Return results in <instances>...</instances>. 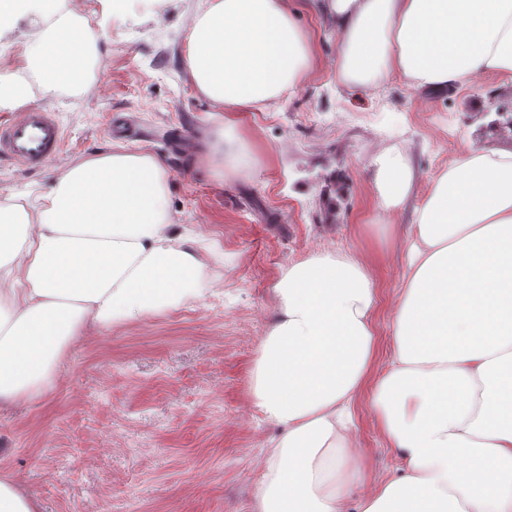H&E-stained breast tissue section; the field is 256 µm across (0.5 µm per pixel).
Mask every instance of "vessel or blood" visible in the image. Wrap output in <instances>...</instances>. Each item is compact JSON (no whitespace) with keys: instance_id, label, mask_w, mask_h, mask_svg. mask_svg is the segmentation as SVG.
I'll return each instance as SVG.
<instances>
[{"instance_id":"obj_1","label":"vessel or blood","mask_w":512,"mask_h":512,"mask_svg":"<svg viewBox=\"0 0 512 512\" xmlns=\"http://www.w3.org/2000/svg\"><path fill=\"white\" fill-rule=\"evenodd\" d=\"M67 148L54 112L35 106L0 122V153L29 169L42 167Z\"/></svg>"}]
</instances>
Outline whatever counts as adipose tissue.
I'll return each instance as SVG.
<instances>
[{
  "label": "adipose tissue",
  "mask_w": 512,
  "mask_h": 512,
  "mask_svg": "<svg viewBox=\"0 0 512 512\" xmlns=\"http://www.w3.org/2000/svg\"><path fill=\"white\" fill-rule=\"evenodd\" d=\"M336 33V80L368 91L401 77L440 95L491 73L512 84V0H316ZM56 30L29 63L81 76L88 39L58 0ZM288 0H207L184 49L220 112L264 109L316 65ZM381 207L412 196L407 155L375 160ZM167 171L117 147L61 170L36 207L0 201V407L38 402L68 347L203 296L204 244L184 238ZM275 318L249 375L252 406L279 427L251 512H512V150L468 148L416 210L392 317L394 349L374 375L379 289L355 256L320 251L274 288ZM367 401L405 466L366 490L353 445Z\"/></svg>",
  "instance_id": "1"
}]
</instances>
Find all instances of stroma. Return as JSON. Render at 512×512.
Returning <instances> with one entry per match:
<instances>
[{"instance_id": "35a3bbf8", "label": "stroma", "mask_w": 512, "mask_h": 512, "mask_svg": "<svg viewBox=\"0 0 512 512\" xmlns=\"http://www.w3.org/2000/svg\"><path fill=\"white\" fill-rule=\"evenodd\" d=\"M205 0H134L102 20L103 0H61L85 26L91 66L84 79L45 90L27 63L32 26L51 33L38 0L0 41V77L24 80L55 112L69 147L37 171L0 155V199L36 204L56 173L111 152L107 119L129 112L127 138L165 163L171 217L209 244L211 288L200 299L85 336L65 355L38 404L0 409V475H10L38 512H250L251 492L275 430L255 415L248 376L275 316L273 288L289 264L321 250L358 255L381 292L378 357L392 347V308L403 285L415 207L449 162L474 146L512 149L497 109H512V85L481 74L462 90L426 95L389 77L380 94L356 96L336 81V33L307 9L317 63L292 92L259 112L216 111L184 62L188 24ZM245 138L240 172L220 182L192 163L180 136L203 145L226 121ZM405 153L417 176L406 207L386 213L373 185L375 159ZM342 180L338 210L325 193ZM355 437L374 483L400 460L375 415L358 406Z\"/></svg>"}]
</instances>
